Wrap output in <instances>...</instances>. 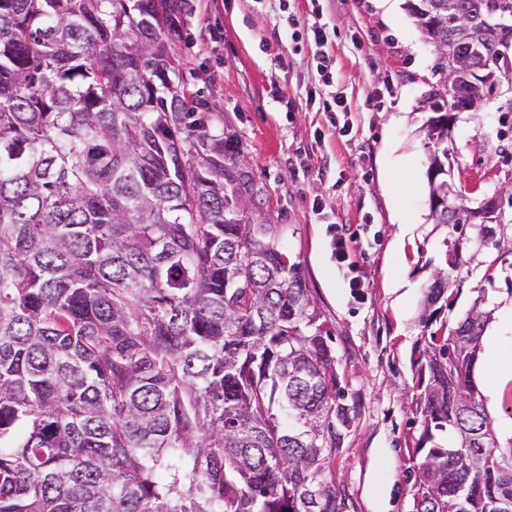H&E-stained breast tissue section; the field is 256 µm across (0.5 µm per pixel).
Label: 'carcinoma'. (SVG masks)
Returning a JSON list of instances; mask_svg holds the SVG:
<instances>
[{"mask_svg": "<svg viewBox=\"0 0 512 512\" xmlns=\"http://www.w3.org/2000/svg\"><path fill=\"white\" fill-rule=\"evenodd\" d=\"M512 15V0H457ZM445 14L421 28L448 46ZM186 0H0V512H342L325 472L354 424L330 330L255 193L178 94ZM484 63L497 65L493 42ZM465 91L432 90L446 110ZM431 164L455 162L448 140ZM450 272L504 224L455 225ZM482 288L419 352L412 512H512L473 370Z\"/></svg>", "mask_w": 512, "mask_h": 512, "instance_id": "1", "label": "carcinoma"}]
</instances>
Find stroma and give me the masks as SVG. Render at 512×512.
I'll return each mask as SVG.
<instances>
[{
    "label": "stroma",
    "instance_id": "stroma-1",
    "mask_svg": "<svg viewBox=\"0 0 512 512\" xmlns=\"http://www.w3.org/2000/svg\"><path fill=\"white\" fill-rule=\"evenodd\" d=\"M175 46L178 76L201 106L208 139L248 171L252 208L274 225L300 263L333 336L338 371L356 419L332 467L344 512H409L414 440L421 432L413 362L428 334L420 321L426 286L451 228L428 205L432 116L422 101L437 76L433 48L397 0H190ZM327 39L316 47L311 28ZM329 59L326 111L313 95L316 52ZM459 190L470 199L512 186V99L494 95L460 113L451 131ZM345 225L357 245L337 265L330 243ZM455 272L457 296L438 314L450 325L486 277L496 287L492 325L512 357V247L470 244Z\"/></svg>",
    "mask_w": 512,
    "mask_h": 512
}]
</instances>
